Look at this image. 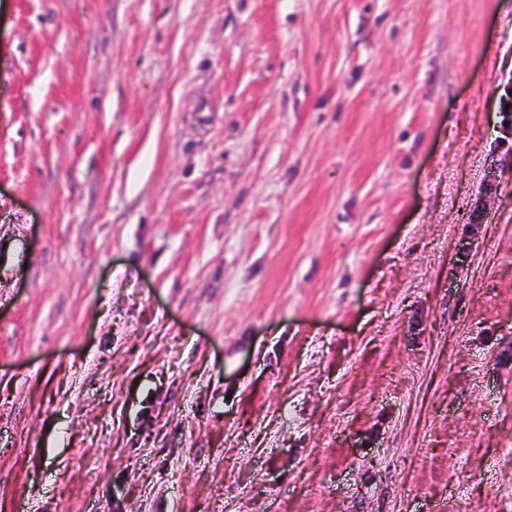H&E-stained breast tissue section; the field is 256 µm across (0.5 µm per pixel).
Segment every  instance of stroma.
<instances>
[{
    "label": "stroma",
    "instance_id": "35a3bbf8",
    "mask_svg": "<svg viewBox=\"0 0 512 512\" xmlns=\"http://www.w3.org/2000/svg\"><path fill=\"white\" fill-rule=\"evenodd\" d=\"M509 83L512 0H0V512H512Z\"/></svg>",
    "mask_w": 512,
    "mask_h": 512
}]
</instances>
